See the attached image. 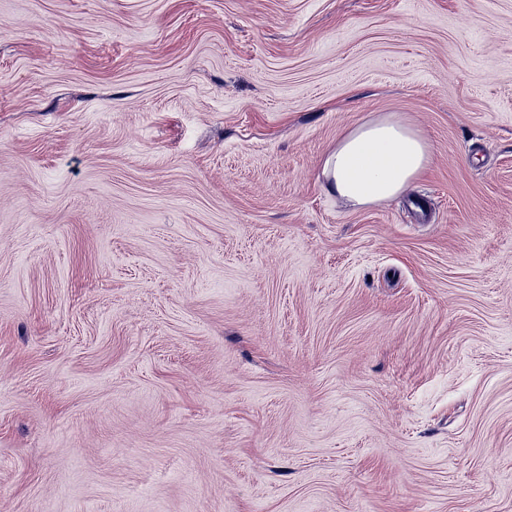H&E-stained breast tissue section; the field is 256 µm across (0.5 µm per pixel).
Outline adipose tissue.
I'll list each match as a JSON object with an SVG mask.
<instances>
[{
    "label": "adipose tissue",
    "instance_id": "1",
    "mask_svg": "<svg viewBox=\"0 0 512 512\" xmlns=\"http://www.w3.org/2000/svg\"><path fill=\"white\" fill-rule=\"evenodd\" d=\"M431 146L416 129L382 117L349 130L323 163L327 189L353 208L388 202L428 169Z\"/></svg>",
    "mask_w": 512,
    "mask_h": 512
}]
</instances>
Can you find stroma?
<instances>
[{
	"instance_id": "stroma-1",
	"label": "stroma",
	"mask_w": 512,
	"mask_h": 512,
	"mask_svg": "<svg viewBox=\"0 0 512 512\" xmlns=\"http://www.w3.org/2000/svg\"><path fill=\"white\" fill-rule=\"evenodd\" d=\"M0 512H512V0H0ZM431 146L416 129L382 117L349 130L323 163L327 190L347 206L386 203L428 169Z\"/></svg>"
}]
</instances>
